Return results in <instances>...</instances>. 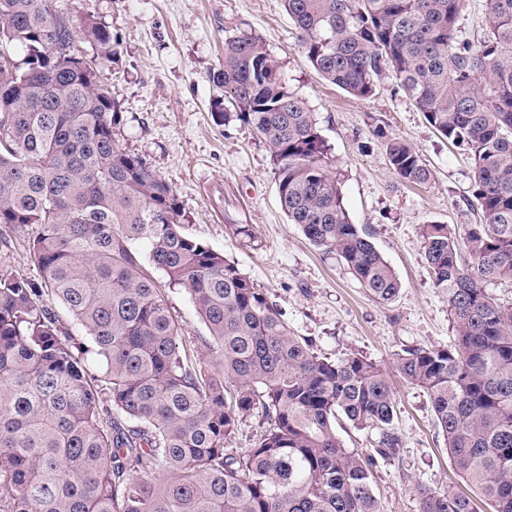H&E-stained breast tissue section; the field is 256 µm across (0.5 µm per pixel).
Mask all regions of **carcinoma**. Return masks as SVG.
Wrapping results in <instances>:
<instances>
[{
  "instance_id": "carcinoma-1",
  "label": "carcinoma",
  "mask_w": 512,
  "mask_h": 512,
  "mask_svg": "<svg viewBox=\"0 0 512 512\" xmlns=\"http://www.w3.org/2000/svg\"><path fill=\"white\" fill-rule=\"evenodd\" d=\"M465 0H284L312 66L357 98L389 70L396 86L474 165L485 223L456 233L421 227L434 284L456 339L394 354L392 368L430 396L456 472L491 506L512 512V0H485L483 36L458 34ZM81 40L117 54L91 14ZM214 117L261 136L288 221L338 256L381 303L395 272L347 212L314 113L255 35L224 40L212 74ZM118 103L76 49L53 0H0V243L26 233L42 280L0 275V512H379L373 457L345 447L344 419L378 429L395 453V397L386 371L347 354L321 358L235 262L182 230L172 187L112 138ZM406 184L432 176L419 153L386 142ZM183 289L207 326L210 371L179 350V327L132 246ZM61 302L95 348L61 329ZM102 357L96 376L83 355ZM267 426L228 455L244 414ZM419 512H475L453 489L418 488Z\"/></svg>"
}]
</instances>
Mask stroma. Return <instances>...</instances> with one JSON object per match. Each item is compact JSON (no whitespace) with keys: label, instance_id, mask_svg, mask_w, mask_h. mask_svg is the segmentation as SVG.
Returning <instances> with one entry per match:
<instances>
[{"label":"stroma","instance_id":"stroma-1","mask_svg":"<svg viewBox=\"0 0 512 512\" xmlns=\"http://www.w3.org/2000/svg\"><path fill=\"white\" fill-rule=\"evenodd\" d=\"M55 7L71 25L89 13L110 29L118 54L101 70L119 104L112 137L173 188L184 232L234 260L317 355L359 354L389 370L401 446L395 455L374 459L380 512H419L420 486L466 491L429 395L390 371L398 351L455 339L420 227L481 222L466 147L442 137L390 73L379 77L368 98L326 81L300 48L282 0H55ZM241 30L261 38L289 87L314 112L352 222L366 229L400 281L392 303L375 302L336 256L289 224L270 153L252 128L237 119L214 120L211 105L219 91L211 75L222 64L225 38ZM388 135L419 151L432 172L428 183L410 186L392 174ZM235 224L251 225L255 242L234 235ZM133 252L162 288L180 342L194 349L202 369H212L209 332L188 295L169 287L144 246Z\"/></svg>","mask_w":512,"mask_h":512}]
</instances>
